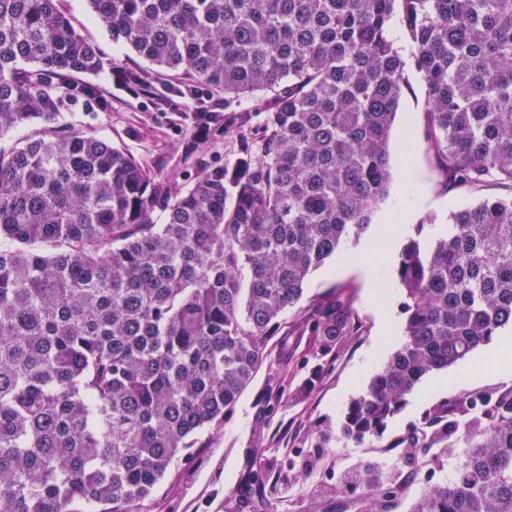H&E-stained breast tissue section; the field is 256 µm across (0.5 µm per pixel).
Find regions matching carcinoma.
<instances>
[{
  "label": "carcinoma",
  "instance_id": "carcinoma-1",
  "mask_svg": "<svg viewBox=\"0 0 512 512\" xmlns=\"http://www.w3.org/2000/svg\"><path fill=\"white\" fill-rule=\"evenodd\" d=\"M112 40L224 95L185 112L188 184L59 123L103 105V67L59 0H0V512H141L170 466L224 422L268 357L308 275L358 240L390 193V133L407 61L427 92V135L451 185L512 186V0H86ZM231 165L202 144L245 125ZM50 247L32 249L35 243ZM402 340L349 403L341 434L379 435L419 381L512 322V197L414 225L396 268ZM321 349L354 331L335 298L305 319ZM461 430L448 407L406 438ZM451 484L411 512H512V390L468 426Z\"/></svg>",
  "mask_w": 512,
  "mask_h": 512
}]
</instances>
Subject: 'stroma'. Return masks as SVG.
Listing matches in <instances>:
<instances>
[{
	"instance_id": "1",
	"label": "stroma",
	"mask_w": 512,
	"mask_h": 512,
	"mask_svg": "<svg viewBox=\"0 0 512 512\" xmlns=\"http://www.w3.org/2000/svg\"><path fill=\"white\" fill-rule=\"evenodd\" d=\"M59 7L81 37L103 51L104 66L89 81L108 101L104 107L73 101L63 112L64 123L129 150L152 172L180 181L193 175V162L185 156L189 128L182 115L194 111L195 104L174 94L192 86V79L149 68L151 89L129 92L114 82L112 72L145 67V60L113 42L105 24L90 16L85 0H60ZM406 79L391 131L392 187L373 218L377 227L388 217L398 224L390 252L371 255L372 238L365 235L310 273L301 300L283 314L278 335L268 342L267 360L225 415L223 426L203 431L202 447L187 449L172 464L143 512H269L272 498L279 503L278 512H363L367 502L353 497L345 474L376 470L386 477L394 469L401 488L381 502L379 512H410L426 484L454 479L466 444L457 433L449 437L444 455L423 448L418 458L408 459L399 441L430 410L445 405L458 410L477 394L512 389V376L498 374L486 344L448 370L424 378L381 437L357 443L340 436L348 402L400 344L404 296L395 267L414 224L431 216L441 227L451 212L478 199L512 195L511 187L497 182L479 190L446 185L426 139L425 86L414 68H407ZM405 153L411 157L406 173L400 167ZM366 261L381 270L384 300H377L366 282L361 271ZM337 292L352 307L356 330L324 352L298 325L313 305ZM313 373L318 379L309 390L305 381ZM272 385L278 386L277 395H269ZM259 470H280L285 478L261 486L252 480Z\"/></svg>"
}]
</instances>
